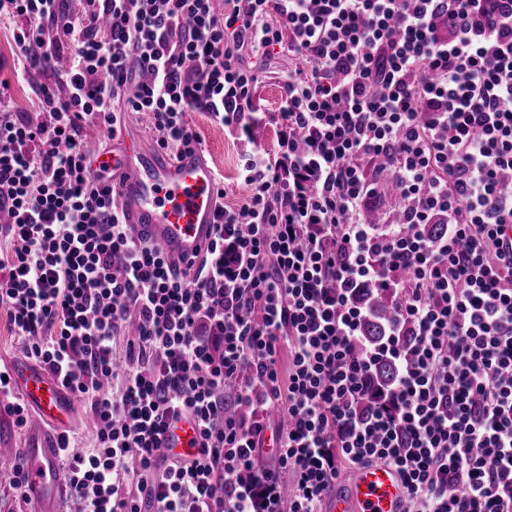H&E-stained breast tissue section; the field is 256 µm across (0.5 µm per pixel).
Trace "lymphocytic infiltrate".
Here are the masks:
<instances>
[{
	"mask_svg": "<svg viewBox=\"0 0 512 512\" xmlns=\"http://www.w3.org/2000/svg\"><path fill=\"white\" fill-rule=\"evenodd\" d=\"M0 16L22 20L16 76L55 77L35 119L0 81V310L90 408L93 445L57 440L74 512H322L345 461L395 469L404 512H512V0H0ZM248 47L295 62L276 111ZM191 110L242 142L250 197L219 205L183 278L133 236L82 129L136 112L180 154L202 147ZM389 182L396 219L376 227ZM362 284L400 307L361 353ZM231 382L250 417L227 415ZM187 416L199 455L163 454Z\"/></svg>",
	"mask_w": 512,
	"mask_h": 512,
	"instance_id": "obj_1",
	"label": "lymphocytic infiltrate"
}]
</instances>
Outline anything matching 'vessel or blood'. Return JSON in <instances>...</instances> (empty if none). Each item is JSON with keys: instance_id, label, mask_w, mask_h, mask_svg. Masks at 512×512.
I'll return each instance as SVG.
<instances>
[{"instance_id": "obj_1", "label": "vessel or blood", "mask_w": 512, "mask_h": 512, "mask_svg": "<svg viewBox=\"0 0 512 512\" xmlns=\"http://www.w3.org/2000/svg\"><path fill=\"white\" fill-rule=\"evenodd\" d=\"M95 171L109 173L116 200L135 236L161 248L172 269L184 273L189 260H202L216 233L217 187L213 168L202 153L171 157L140 145L123 155L98 156ZM11 377L35 412L33 440L23 450L26 493L31 512H61L63 477L57 434L74 428L76 395L42 368L10 364ZM169 454L193 456L199 446L196 425L184 419L159 435ZM405 490L397 472L386 466L359 468L327 501V512H403Z\"/></svg>"}]
</instances>
